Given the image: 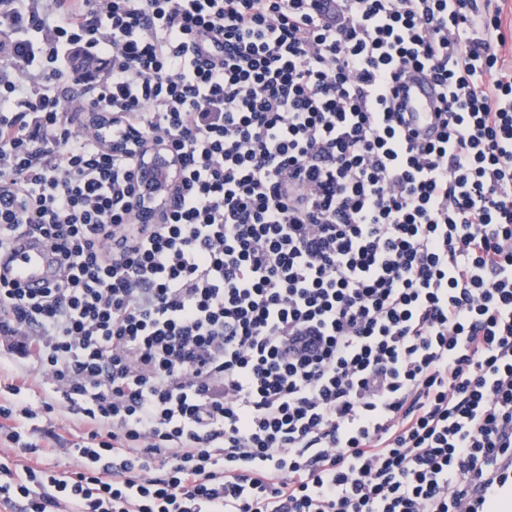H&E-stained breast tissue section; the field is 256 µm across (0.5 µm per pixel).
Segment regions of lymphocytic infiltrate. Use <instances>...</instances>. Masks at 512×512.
Returning <instances> with one entry per match:
<instances>
[{
    "label": "lymphocytic infiltrate",
    "mask_w": 512,
    "mask_h": 512,
    "mask_svg": "<svg viewBox=\"0 0 512 512\" xmlns=\"http://www.w3.org/2000/svg\"><path fill=\"white\" fill-rule=\"evenodd\" d=\"M502 0H0L12 512H512V69ZM440 90L419 139L396 83ZM183 160L138 221L135 152ZM65 407L70 448L28 424ZM67 456L71 470L40 466ZM140 142H142V140H140L139 133L136 131H131L130 135H129V140L127 142H118V143H114V144L112 143V152L121 153L127 149L129 144H133V145H135L136 150L140 151L141 154L143 155L142 160L146 162L148 167H151L153 165V163L155 162L156 155L159 152L163 153L161 151L165 150V147L161 146V145H147V144H144L142 147H140V146H138V143H140ZM163 155L166 157L169 167L172 170V173L174 175L173 177H174V185H175L178 170H179V165H180L179 160L176 157V155H168L166 153H163ZM27 209L24 198L16 195L7 185L0 186V222L18 224ZM8 258L11 276L20 286L33 290L46 288L50 254L43 245L27 243L11 251Z\"/></svg>",
    "instance_id": "f902f5d3"
}]
</instances>
